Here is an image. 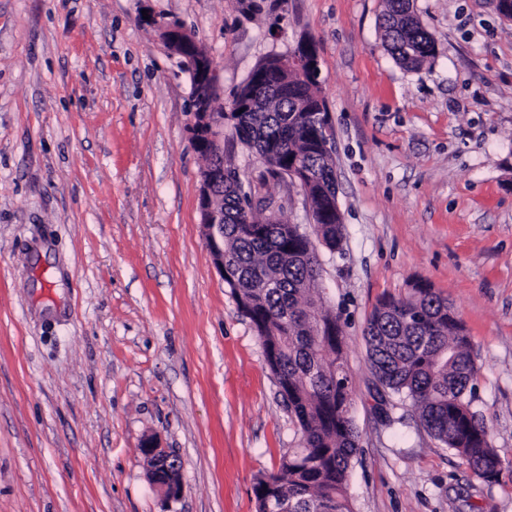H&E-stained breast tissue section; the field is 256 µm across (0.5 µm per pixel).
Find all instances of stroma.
<instances>
[{
	"label": "stroma",
	"instance_id": "35a3bbf8",
	"mask_svg": "<svg viewBox=\"0 0 512 512\" xmlns=\"http://www.w3.org/2000/svg\"><path fill=\"white\" fill-rule=\"evenodd\" d=\"M435 59L385 50L383 0H0V512H258L300 432L257 332L215 271L190 79L146 15L179 20L221 75L316 44L343 216L318 247L360 434L351 512H512V21L494 0H413ZM224 161L311 232L295 183L232 135ZM422 280L478 373L471 409L503 462L476 476L410 402L374 409L363 329ZM181 463L152 484L141 448ZM143 454L150 463L149 475L153 484L163 489L169 497H179L183 490L182 483L169 466L174 455L167 448H162L154 439L144 443Z\"/></svg>",
	"mask_w": 512,
	"mask_h": 512
}]
</instances>
